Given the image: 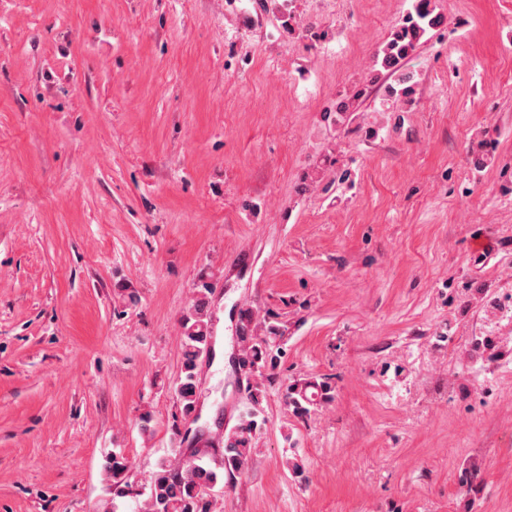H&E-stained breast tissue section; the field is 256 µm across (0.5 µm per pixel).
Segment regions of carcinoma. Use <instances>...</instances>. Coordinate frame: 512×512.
Masks as SVG:
<instances>
[{"mask_svg":"<svg viewBox=\"0 0 512 512\" xmlns=\"http://www.w3.org/2000/svg\"><path fill=\"white\" fill-rule=\"evenodd\" d=\"M438 23L431 0H419L414 15L406 25L396 32L380 50L383 69L397 74V87L389 88L388 94L409 96L413 90V75L402 68L404 58L415 49L428 29ZM210 286L198 288L197 298L191 311L183 318L182 363L179 381L174 393L181 416L197 420L199 403L198 366L201 356L210 346L209 298ZM284 330L271 325L263 336L239 334L244 362L250 366L254 376L263 380L269 377L268 371L275 368L281 354L280 343ZM332 387L326 381H307L302 385L288 387L286 399L295 413L305 415L309 407L330 399ZM258 427L256 419L245 420L241 425L222 439L221 463L212 465L210 455L205 452L209 440L204 433L197 432L192 442L197 445L190 457L172 464L163 461L150 485L144 512H212L214 498L211 492L224 485V478L241 471L250 458L253 433ZM105 470L112 476V494L115 497H137L140 492L125 480L130 467L127 457L114 453L106 457Z\"/></svg>","mask_w":512,"mask_h":512,"instance_id":"carcinoma-1","label":"carcinoma"}]
</instances>
